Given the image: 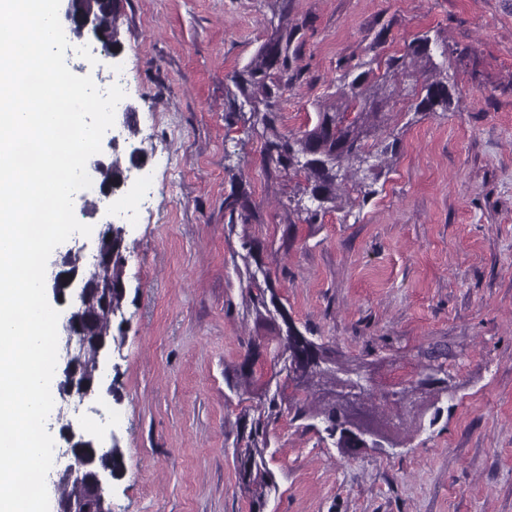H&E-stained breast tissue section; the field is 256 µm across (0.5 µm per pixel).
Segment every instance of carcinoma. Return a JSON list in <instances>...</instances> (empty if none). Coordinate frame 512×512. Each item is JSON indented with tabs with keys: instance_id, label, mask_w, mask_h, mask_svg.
<instances>
[{
	"instance_id": "1",
	"label": "carcinoma",
	"mask_w": 512,
	"mask_h": 512,
	"mask_svg": "<svg viewBox=\"0 0 512 512\" xmlns=\"http://www.w3.org/2000/svg\"><path fill=\"white\" fill-rule=\"evenodd\" d=\"M293 32L282 25L271 26V32L259 46L256 55L231 78L236 92L228 100L232 112H243L249 108L251 125H262L271 131V136H262L261 156L268 169L294 173L304 178L303 196L292 199L294 211L305 215V221L313 224L327 212L326 204L336 202L346 184H352L363 198L376 193L373 185L382 173L380 157L396 152L398 140L388 144L373 141L376 134L387 126V114L383 108L401 85L398 76H409L419 72L424 76L421 85L411 87L410 108L417 114L446 112L452 105L453 94L448 81L438 77V65L433 61L432 47L435 43L427 35L413 40L404 53L392 55L385 61V70L376 72L373 67L354 73L355 68L340 76L336 91V104L317 112L313 126H305L296 133L280 134L275 130L278 121L277 102L288 89L292 77V57L289 45ZM224 212L229 224H249L255 212L248 197L232 194L224 199ZM101 249L106 267L101 273L118 284L122 281L125 262V241L119 232L105 233L101 238ZM247 310L254 323L271 328L272 335H257L251 338L241 363L224 371L228 389L246 402L243 418H249L250 410L258 412L256 418L244 424L245 432L240 439L245 447L237 452L236 469L241 492L251 500L252 508L261 512L271 493L277 492L274 473L268 468L266 452L271 440L269 427L284 413L295 420L322 419L327 422L335 418L338 423L325 428L329 437H338L341 448H355L357 444L344 435L339 420L347 419L341 409L338 396L343 390H357L364 394L360 383L362 366L356 367L336 359V347L318 345L319 362L300 376L295 386L288 383V360L292 350L291 332L294 325L287 320H278L279 302L270 272L257 268L248 272L246 288ZM123 293L112 289L110 308L101 304L95 295L89 304L99 310L96 321L87 325L90 343L80 361L81 370L91 375L95 371V340H112V314L121 309ZM271 355L269 370L255 369L260 351ZM64 493L79 499L87 512H102L99 498L92 488L63 487Z\"/></svg>"
}]
</instances>
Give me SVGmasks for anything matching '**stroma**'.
I'll return each mask as SVG.
<instances>
[{
    "instance_id": "stroma-1",
    "label": "stroma",
    "mask_w": 512,
    "mask_h": 512,
    "mask_svg": "<svg viewBox=\"0 0 512 512\" xmlns=\"http://www.w3.org/2000/svg\"><path fill=\"white\" fill-rule=\"evenodd\" d=\"M281 18L296 57L280 132L334 104L346 69L424 34L443 43L454 85L450 111L421 118L393 97L400 149L376 195L347 191L314 224L289 204L297 179L267 173L259 132L228 110L233 73ZM117 39L96 73L127 76L132 128L104 134L94 159L129 179L74 197L94 233L57 246L46 273L71 249L92 265L112 224L126 295L97 394L54 401L55 446L69 426L120 448L112 512H251L235 469L242 406L224 381L255 334L232 258L247 235L296 327L369 363L376 413L397 423L380 454L280 418L263 512H512V0H122ZM145 188L148 203L120 214ZM241 191L256 218L232 226L224 199ZM436 349L440 414L417 394L387 401Z\"/></svg>"
}]
</instances>
